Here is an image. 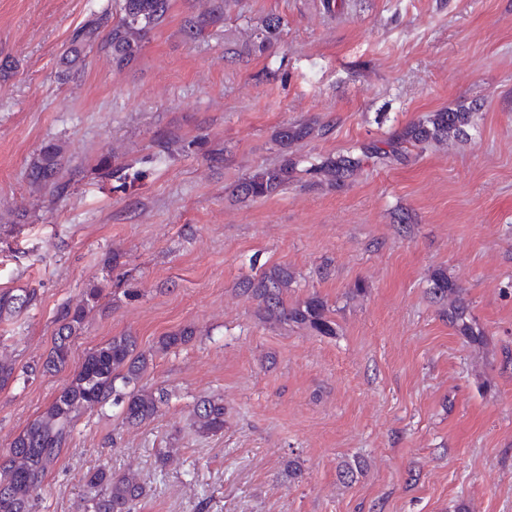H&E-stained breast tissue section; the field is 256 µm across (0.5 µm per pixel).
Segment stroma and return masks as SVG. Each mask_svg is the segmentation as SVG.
Listing matches in <instances>:
<instances>
[{
	"label": "stroma",
	"mask_w": 512,
	"mask_h": 512,
	"mask_svg": "<svg viewBox=\"0 0 512 512\" xmlns=\"http://www.w3.org/2000/svg\"><path fill=\"white\" fill-rule=\"evenodd\" d=\"M219 3L171 0L132 63L94 51L64 81L73 30L117 0H0V291L39 290L0 320V358L21 369L0 387V451L68 379L26 368L91 286L107 296L70 369L132 336L154 354L143 386L168 393L135 427L112 406L80 415L34 512H80L103 462L145 486L138 512H512V0H232L207 22ZM271 15L285 25L265 46ZM461 105L466 136L369 160L342 187L302 171L269 198L231 196L278 161L282 123L321 127L295 148L311 164ZM168 130L205 145L153 158ZM49 143L67 183L52 201L27 177ZM105 154L120 178L103 177ZM274 264L296 276L288 302H328L336 335L262 319L238 283ZM439 269L483 344L430 298ZM187 326L189 344L157 351ZM207 395L224 430L203 438ZM196 430L202 436H214L224 430V401L204 396L195 405Z\"/></svg>",
	"instance_id": "35a3bbf8"
}]
</instances>
